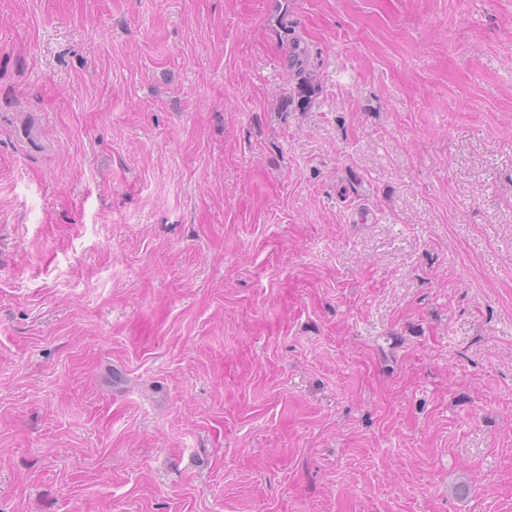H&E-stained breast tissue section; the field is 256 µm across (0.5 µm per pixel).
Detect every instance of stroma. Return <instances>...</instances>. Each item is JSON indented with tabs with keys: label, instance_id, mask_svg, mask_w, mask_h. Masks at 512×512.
Instances as JSON below:
<instances>
[{
	"label": "stroma",
	"instance_id": "stroma-1",
	"mask_svg": "<svg viewBox=\"0 0 512 512\" xmlns=\"http://www.w3.org/2000/svg\"><path fill=\"white\" fill-rule=\"evenodd\" d=\"M0 512H512V0H0ZM294 51L288 60V70L290 77L297 80L293 90L298 97H308L312 93L311 73L308 72V56L306 50L300 47V41L297 38H291Z\"/></svg>",
	"mask_w": 512,
	"mask_h": 512
}]
</instances>
